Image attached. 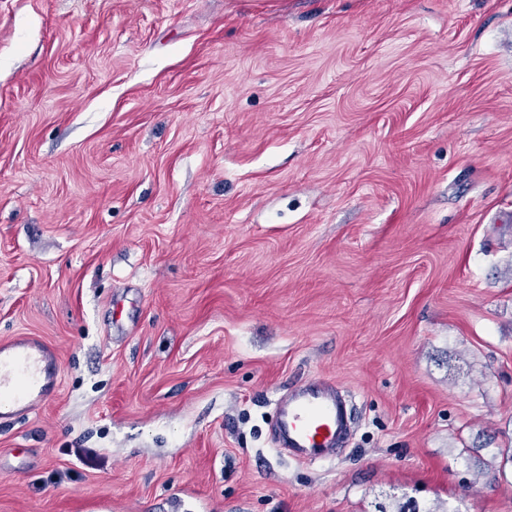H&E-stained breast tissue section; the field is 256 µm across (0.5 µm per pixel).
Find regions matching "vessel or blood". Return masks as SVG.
<instances>
[{
    "instance_id": "obj_1",
    "label": "vessel or blood",
    "mask_w": 512,
    "mask_h": 512,
    "mask_svg": "<svg viewBox=\"0 0 512 512\" xmlns=\"http://www.w3.org/2000/svg\"><path fill=\"white\" fill-rule=\"evenodd\" d=\"M56 350L31 336L0 343V420L40 408L56 391ZM279 431L298 460L325 457L347 435L349 416L331 380L308 381L279 406Z\"/></svg>"
}]
</instances>
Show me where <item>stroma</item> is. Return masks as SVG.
<instances>
[{"label":"stroma","instance_id":"1","mask_svg":"<svg viewBox=\"0 0 512 512\" xmlns=\"http://www.w3.org/2000/svg\"><path fill=\"white\" fill-rule=\"evenodd\" d=\"M16 336L0 512H512V0H0ZM60 363L56 350L31 336L0 344V420L40 408L56 391ZM339 390L337 382L315 379L280 404L279 431L298 460L325 457L349 432V416Z\"/></svg>","mask_w":512,"mask_h":512}]
</instances>
